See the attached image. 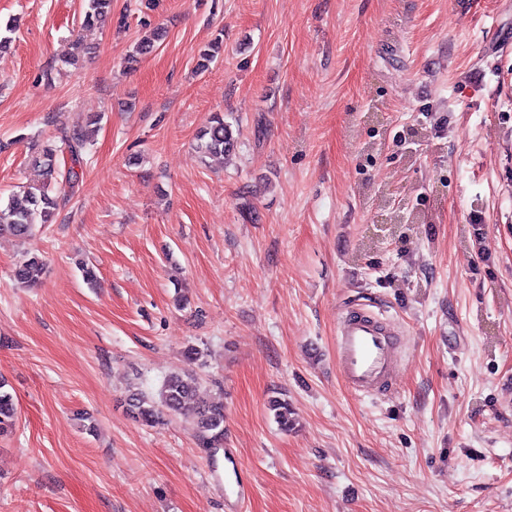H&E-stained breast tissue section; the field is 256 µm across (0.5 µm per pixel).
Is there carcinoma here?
<instances>
[{"instance_id": "obj_1", "label": "carcinoma", "mask_w": 512, "mask_h": 512, "mask_svg": "<svg viewBox=\"0 0 512 512\" xmlns=\"http://www.w3.org/2000/svg\"><path fill=\"white\" fill-rule=\"evenodd\" d=\"M111 0H88L82 27L91 33L107 17ZM162 34L154 33L137 44L135 50L127 58V64L138 61L154 47L155 41ZM93 131L75 127L61 133L60 145H45L32 155V163L41 168L45 181L35 187L24 190L20 197L13 198L0 210V232L8 231L16 237L26 238L32 235L39 224H52L59 209V200L49 194L50 186L58 178H65L73 183L78 179V173L70 167L63 171L60 168V155L66 153L72 163L79 164L87 146L92 142ZM237 137L232 125L225 121L224 114L215 113L210 124L198 137L197 148L200 152L210 155L231 156L237 149ZM45 262L43 257L31 254L13 270L14 279L28 287L37 285L44 274ZM192 402L196 404L195 417L191 423L193 436L204 448H220L224 442V406L207 403L197 397L196 378L191 373L171 374L161 385L158 398H151L141 392H132L127 397L128 409L135 419L145 425L158 422L159 408L163 407L172 413H179L184 406ZM269 408L280 429L284 432L293 426L294 419L288 401L274 399ZM16 415L15 400L12 393L0 383V433L8 432L14 425Z\"/></svg>"}]
</instances>
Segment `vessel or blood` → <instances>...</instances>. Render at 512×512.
<instances>
[{"label":"vessel or blood","instance_id":"vessel-or-blood-1","mask_svg":"<svg viewBox=\"0 0 512 512\" xmlns=\"http://www.w3.org/2000/svg\"><path fill=\"white\" fill-rule=\"evenodd\" d=\"M337 366L355 392L368 394L384 383L395 362L389 330L373 316L352 312L337 330Z\"/></svg>","mask_w":512,"mask_h":512}]
</instances>
